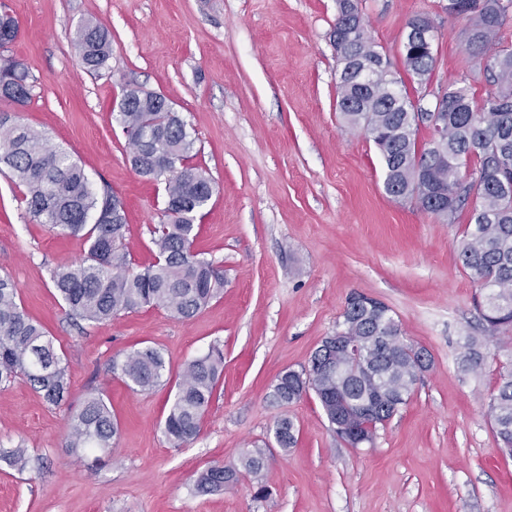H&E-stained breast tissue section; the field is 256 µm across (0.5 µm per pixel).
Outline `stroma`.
<instances>
[{
  "mask_svg": "<svg viewBox=\"0 0 512 512\" xmlns=\"http://www.w3.org/2000/svg\"><path fill=\"white\" fill-rule=\"evenodd\" d=\"M441 4L366 0L368 29L395 64L408 18L435 19L431 93L471 64L467 21ZM1 10L19 24L6 53L27 67L32 91L23 106L0 100V111L70 152L93 189L123 198L137 268L153 259L165 184L130 166L118 103L128 86L171 101L213 186L194 249L223 268L224 288L188 320L153 307L101 324L72 319L50 271L82 261L87 246L30 221L21 187L0 170V275L17 282L70 380L59 407L23 380L0 385V448L20 444L30 457L23 471L0 460V512H512V457L489 412L512 349L495 345L476 306L457 251L463 224L387 195L378 150L337 111L336 0H0ZM88 22L111 35L97 73L74 47ZM355 292L389 306L404 338L431 356L408 404L361 448L336 437L314 392L288 405L272 397L277 375L301 370L335 333ZM471 338L476 364L464 358ZM215 344L224 373L201 433L174 447L163 433L170 391ZM145 347L164 356V381L134 391L111 365ZM92 394L120 426L95 471L91 452L65 446L67 408ZM283 417L298 430L286 450L273 437ZM266 446L260 477L196 494L200 471Z\"/></svg>",
  "mask_w": 512,
  "mask_h": 512,
  "instance_id": "obj_1",
  "label": "stroma"
}]
</instances>
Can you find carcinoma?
Segmentation results:
<instances>
[{
	"label": "carcinoma",
	"mask_w": 512,
	"mask_h": 512,
	"mask_svg": "<svg viewBox=\"0 0 512 512\" xmlns=\"http://www.w3.org/2000/svg\"><path fill=\"white\" fill-rule=\"evenodd\" d=\"M363 0H337L338 13L331 40L342 65L337 106L344 120L362 129L380 151L384 184L391 196L413 202L426 195L425 208L440 221L453 224L468 212L458 256L462 267L481 290L483 320L491 335L512 329V47L501 42L502 30L512 20V0H447L442 9L467 20L463 50L483 65L466 70L460 82L441 90L439 125H428L429 139L421 144L417 133L429 121L422 98L401 88L400 74L363 24ZM75 48L84 70L107 66L110 42L104 28L87 24L78 30ZM436 41L402 43L404 73L420 87L436 67ZM359 60L377 69L368 81L352 71ZM29 74L18 61L0 57V98L18 105L31 97ZM486 82L494 91L481 100L473 87ZM120 120L131 152L141 156L135 171L167 179L169 203L184 210L164 208L163 220L151 230L155 261L136 270L125 249L127 225L112 223V188L95 192L73 156L48 144L47 137L0 114V164L9 168L23 187V202L33 222L88 244L87 257L77 266L56 269L52 283L72 318L88 324L110 321L144 307H159L177 319H190L224 288V270L192 249L196 219L210 201L211 180L191 163L194 140L183 119L160 95L129 89L120 101ZM19 287L0 275V384L24 379L51 406L68 397L70 383L63 357L44 327L17 303ZM347 335L359 337L349 360L351 383L328 371L313 353L300 373L278 376L273 387L277 402L299 400L315 392L328 421L336 417V403L352 405L380 392L374 415L364 421L362 433L374 444L378 429L403 407L414 392L421 369L420 348L407 342L389 307H361L343 312ZM166 369L162 354L145 348L112 364L129 387L144 391L160 384ZM224 372V354L218 347L189 361L180 375L164 420V434L176 447L198 437L215 387ZM500 382L490 397L496 436L512 453V357L499 365ZM278 447L296 443L295 425L277 420ZM118 423L103 395L93 394L66 417V447L76 451H106L117 435ZM0 458L19 469L28 464L25 449L0 451ZM266 455L257 449L245 453L241 467L211 465L202 470L195 490L208 495L235 483L241 471L259 473Z\"/></svg>",
	"instance_id": "obj_1"
}]
</instances>
